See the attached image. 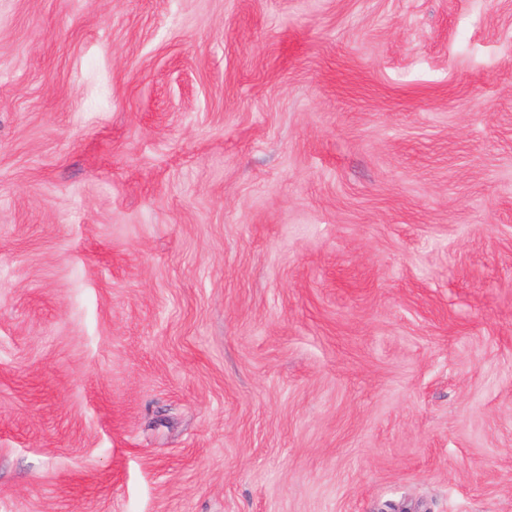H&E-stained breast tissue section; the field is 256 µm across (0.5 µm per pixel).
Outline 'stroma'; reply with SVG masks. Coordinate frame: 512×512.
Segmentation results:
<instances>
[{
    "label": "stroma",
    "instance_id": "1",
    "mask_svg": "<svg viewBox=\"0 0 512 512\" xmlns=\"http://www.w3.org/2000/svg\"><path fill=\"white\" fill-rule=\"evenodd\" d=\"M0 512H512V0H0Z\"/></svg>",
    "mask_w": 512,
    "mask_h": 512
}]
</instances>
